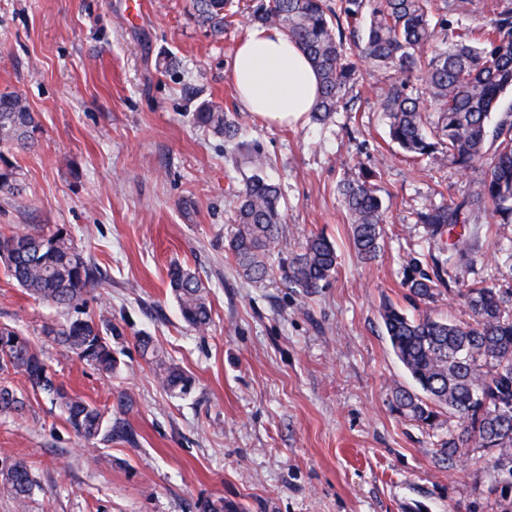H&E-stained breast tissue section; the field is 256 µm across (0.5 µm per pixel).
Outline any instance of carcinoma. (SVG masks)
Segmentation results:
<instances>
[{
    "label": "carcinoma",
    "instance_id": "obj_1",
    "mask_svg": "<svg viewBox=\"0 0 512 512\" xmlns=\"http://www.w3.org/2000/svg\"><path fill=\"white\" fill-rule=\"evenodd\" d=\"M430 0H256L251 20L284 29L307 55L320 78L321 92L312 112L324 124L343 102V91L356 80L357 61L380 75L393 73L399 86L385 101L391 140L413 159L442 160L462 175L478 169L477 190L457 203L427 210L421 220L430 235L428 259L411 251L403 258V285L413 299L428 305L453 293L464 300L463 320L411 316L391 303L379 316L394 353L418 391L397 388L391 408L430 429L442 426L443 410L457 418L440 439L437 452L450 461L468 448L492 454L496 473L512 476V286L501 288L469 277L478 247L475 208L491 205L496 223L512 226V106L499 112L504 95L512 93V7L504 6L480 35L450 26L447 15L434 16ZM230 0H192L194 16L211 34H224ZM442 45L434 43L436 32ZM357 38L355 54L345 37ZM425 86L427 108L407 93L412 81ZM197 126L225 140L237 138L235 118L210 102L193 113ZM40 124L25 99L0 93V194L22 206L20 169L4 152L28 149L37 142ZM255 173L239 195L237 227L228 242L239 271L260 282L269 261L286 238L287 225L277 186L260 175L264 160L251 153ZM349 216L351 242L364 261L379 256L384 243L385 207L368 177L339 186ZM462 232L443 239L446 231ZM18 248L0 253L8 277L36 300L67 313L62 322L46 325L43 334L106 375L117 367L112 351V321L84 310L95 281V268L69 232L33 224L21 233H0V246ZM337 254L324 234L308 237L300 251L282 262L285 280L310 292L336 272ZM169 285L182 319L207 329L212 322L208 291L188 269L174 264ZM137 345L159 385L172 394H186L191 374L166 359L149 336ZM20 374L32 388L57 405L65 422L81 439L108 442L127 434L121 418L112 419L97 405L59 384L35 343L19 328L0 323V413H19L25 399L8 383ZM32 470L22 459L0 461V493L27 512L32 497Z\"/></svg>",
    "mask_w": 512,
    "mask_h": 512
}]
</instances>
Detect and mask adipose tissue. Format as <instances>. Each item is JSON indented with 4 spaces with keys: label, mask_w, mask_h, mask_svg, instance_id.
<instances>
[{
    "label": "adipose tissue",
    "mask_w": 512,
    "mask_h": 512,
    "mask_svg": "<svg viewBox=\"0 0 512 512\" xmlns=\"http://www.w3.org/2000/svg\"><path fill=\"white\" fill-rule=\"evenodd\" d=\"M245 111L281 124L303 122L320 81L305 54L278 27H253L239 41L228 72Z\"/></svg>",
    "instance_id": "adipose-tissue-1"
}]
</instances>
